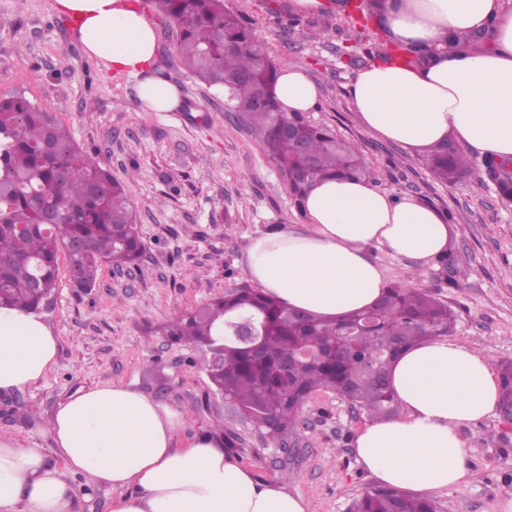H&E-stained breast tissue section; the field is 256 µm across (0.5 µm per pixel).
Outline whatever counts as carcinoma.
Listing matches in <instances>:
<instances>
[{
    "mask_svg": "<svg viewBox=\"0 0 512 512\" xmlns=\"http://www.w3.org/2000/svg\"><path fill=\"white\" fill-rule=\"evenodd\" d=\"M176 28L175 49L184 69L209 86L226 90L236 111L263 151L276 163L298 207L309 187L328 177L374 180L358 151L327 129L310 124L300 112H282L274 87L278 64L266 43L224 0H156ZM451 48L487 49L480 34L450 36ZM403 62L418 65L428 51L400 49ZM297 126L305 141L277 132L279 123ZM426 163L441 182L453 184L472 170V161L451 140L431 147ZM485 178L500 197L512 200V159L488 157ZM79 241L86 250L74 251ZM144 244L123 183L99 162L84 155L51 112L22 96L0 98V306L43 309L54 296L58 253L68 259L75 287H94L103 262L115 267L134 262ZM238 316L258 319V333L268 360L256 362L234 340L224 341V363L203 352L200 365L216 392L224 394L247 420L279 444L294 432L299 411L310 396L329 390L366 412L385 419L395 410L389 371L401 352L448 335L455 315L448 303L409 281L386 288L371 308L340 319L289 311L251 288H236L224 297L176 317L168 327L175 341L208 347L224 323ZM300 346L316 351L297 359L280 377L277 362ZM500 405L512 406V361L500 365ZM352 512H437L431 500H419L389 488L365 492Z\"/></svg>",
    "mask_w": 512,
    "mask_h": 512,
    "instance_id": "carcinoma-1",
    "label": "carcinoma"
}]
</instances>
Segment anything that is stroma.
<instances>
[{"mask_svg":"<svg viewBox=\"0 0 512 512\" xmlns=\"http://www.w3.org/2000/svg\"><path fill=\"white\" fill-rule=\"evenodd\" d=\"M53 0H0V97L22 95L54 113L78 147L123 181L144 253L134 265L102 264L95 287L74 288L66 256L58 258L53 306L46 317L58 338L54 369L39 385L0 395V433L44 426L77 391L123 380L181 410L183 436L215 428L234 439V456L254 476L301 494L310 512H350L376 488L353 441L367 415L330 391L311 395L299 414L294 454L283 453L214 394L199 346L171 342L177 316L246 286L245 249L259 232L285 224L305 229L275 163L261 150L223 95L194 80L175 50V26L151 0L140 6L156 30L154 71L175 84V112H145L135 79L112 76L87 55ZM299 13L291 0H224L265 40L281 65L302 68L320 87L307 118L359 148L375 187L428 203L458 224L449 262L420 267L372 248L388 283L415 276L456 315L452 339L484 349L493 366L512 360V202L474 179L445 185L423 154L365 129L349 85L380 63L387 46L373 0ZM473 441L470 486L435 495L439 512H498L512 492V422L493 411L463 427Z\"/></svg>","mask_w":512,"mask_h":512,"instance_id":"35a3bbf8","label":"stroma"}]
</instances>
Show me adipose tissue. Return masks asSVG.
<instances>
[{
	"instance_id": "1",
	"label": "adipose tissue",
	"mask_w": 512,
	"mask_h": 512,
	"mask_svg": "<svg viewBox=\"0 0 512 512\" xmlns=\"http://www.w3.org/2000/svg\"><path fill=\"white\" fill-rule=\"evenodd\" d=\"M53 9L72 20L106 71L136 79L143 111L178 109V88L153 73L156 33L136 0H54ZM380 10L389 41L432 55L413 68L388 63L357 73L350 97L363 125L413 152L452 135L479 155L512 158V8L503 0H383ZM486 26L492 50H449V33ZM275 93L283 111L307 112L320 90L304 70L285 66ZM304 209L306 230L276 226L253 237L243 269L266 295L324 318L370 307L385 291L368 247L425 265L446 256L459 234L436 208L368 181L314 182ZM57 352L42 312L0 308V394L41 383ZM390 384L403 413L357 430L358 461L400 492L468 488L471 442L461 429L487 417L499 397L486 354L438 337L404 350ZM184 423L181 411L129 383L78 391L49 420L51 448L35 432L0 435V512H76L82 490L74 475L111 490L109 512H309L302 495L258 480L229 455L221 431L185 438ZM51 454L59 465L48 463Z\"/></svg>"
}]
</instances>
